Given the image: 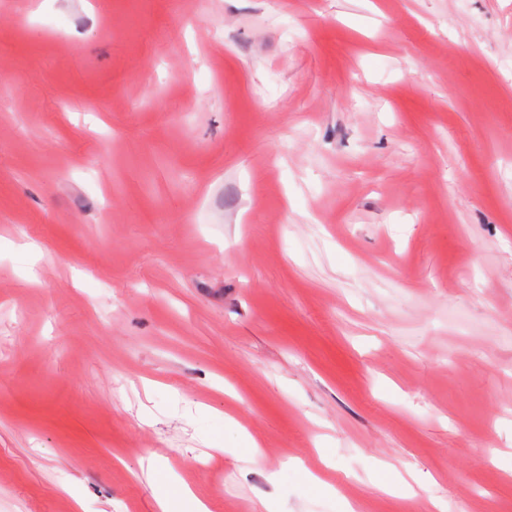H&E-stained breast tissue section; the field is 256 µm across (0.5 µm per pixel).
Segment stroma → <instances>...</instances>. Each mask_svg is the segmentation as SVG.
Returning <instances> with one entry per match:
<instances>
[{"instance_id": "obj_1", "label": "stroma", "mask_w": 512, "mask_h": 512, "mask_svg": "<svg viewBox=\"0 0 512 512\" xmlns=\"http://www.w3.org/2000/svg\"><path fill=\"white\" fill-rule=\"evenodd\" d=\"M185 483L512 512V0H0V512Z\"/></svg>"}]
</instances>
